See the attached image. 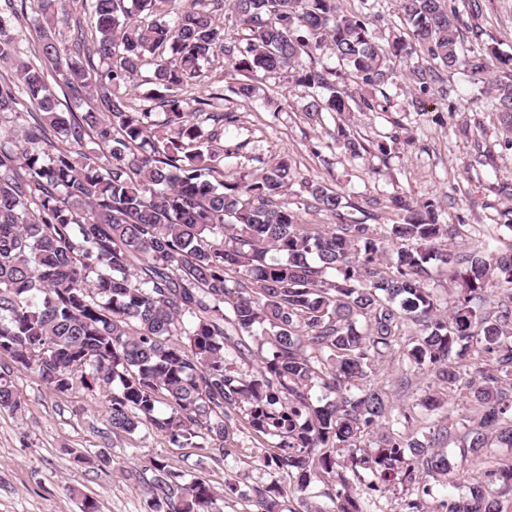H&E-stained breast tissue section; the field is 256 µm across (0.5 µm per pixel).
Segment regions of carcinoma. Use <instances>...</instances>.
Returning a JSON list of instances; mask_svg holds the SVG:
<instances>
[{
	"label": "carcinoma",
	"instance_id": "1",
	"mask_svg": "<svg viewBox=\"0 0 512 512\" xmlns=\"http://www.w3.org/2000/svg\"><path fill=\"white\" fill-rule=\"evenodd\" d=\"M36 2L32 18L26 0L0 5V61L15 70L0 76V114L16 122L0 130V411H22L11 375L29 370L56 393L106 391L114 435L144 426L219 457L240 414L249 433L271 440L260 462L288 478L255 490L257 512H363L357 493L382 498L396 485L400 512H431L433 481L457 468L436 448L460 425L469 422L464 461L512 447V342H503L512 339V252L491 251L478 227L467 253L444 248L448 225L431 198L396 195L399 220L367 224L323 181L306 182L298 204L333 223L302 224L282 201L290 155L236 175L214 145L237 121L224 97L252 100L259 74L284 73L304 88L316 123L354 106L387 111L398 58H417L405 112L445 92L444 72L486 83L490 61L509 70L512 56L482 39L484 0H396L408 28L383 43L379 0H361L358 14L340 0H81L74 19L68 0ZM223 9L243 36L215 22ZM23 20L39 29L33 63L16 52ZM87 26L99 67L83 50ZM321 48L338 67H317ZM218 53L246 80L184 97ZM145 65L156 92L137 108L127 87ZM57 72L58 94L48 81ZM86 98V111H64L62 100ZM483 105L512 129V77L492 80ZM200 116L210 131L191 121ZM334 140L358 158L391 154L387 142L366 144L343 125ZM89 142L107 153L88 154ZM433 268L458 285L444 312L428 288ZM254 342L262 356L248 373L241 363ZM395 355L401 373L363 385ZM423 371L428 391L393 404L390 391L408 390ZM316 386L334 398L314 403ZM461 386L471 415L444 411ZM75 461L112 464L104 451ZM135 477L144 512H221L207 480L164 460ZM467 479L468 493L448 496L444 512H504L512 464ZM317 481L332 507L309 505Z\"/></svg>",
	"mask_w": 512,
	"mask_h": 512
}]
</instances>
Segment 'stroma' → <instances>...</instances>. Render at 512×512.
Returning a JSON list of instances; mask_svg holds the SVG:
<instances>
[{"label": "stroma", "mask_w": 512, "mask_h": 512, "mask_svg": "<svg viewBox=\"0 0 512 512\" xmlns=\"http://www.w3.org/2000/svg\"><path fill=\"white\" fill-rule=\"evenodd\" d=\"M483 38L512 55V0H485L481 18ZM447 98L429 100L427 113L358 112L340 116L324 113L322 122L307 119L303 88L288 79H260L262 97L232 106L235 123L225 126L221 145L230 149V170L256 173L280 153H289L296 177L285 198L295 201L308 180H324L348 202H373L376 223H392L395 214L386 202L396 193L436 199L443 223L455 226L451 243L464 250L469 225L492 229L491 250L512 249V232L502 230L503 213L512 198L487 192L491 183H512V129L494 114L481 111L480 95L459 72L447 78ZM279 103L272 111L271 103ZM470 122L474 135L459 137L457 127ZM346 124L364 142L399 135L388 159L355 158L337 145V124ZM488 152L493 165L479 166L476 151ZM11 379L24 399V410L0 412V512H80L79 494L97 500L100 512H142L144 493L133 477L135 468L163 458L171 466L205 477L215 488L224 480H239L243 494L227 499L223 512H255L253 488L273 480L258 460L261 442L248 431H233L227 457L211 456L201 448H177L147 428L115 435L106 421L104 396H87L74 388L55 393L32 372ZM108 449L113 462L98 470L78 466L73 451L95 453ZM77 495H70V488Z\"/></svg>", "instance_id": "obj_1"}]
</instances>
